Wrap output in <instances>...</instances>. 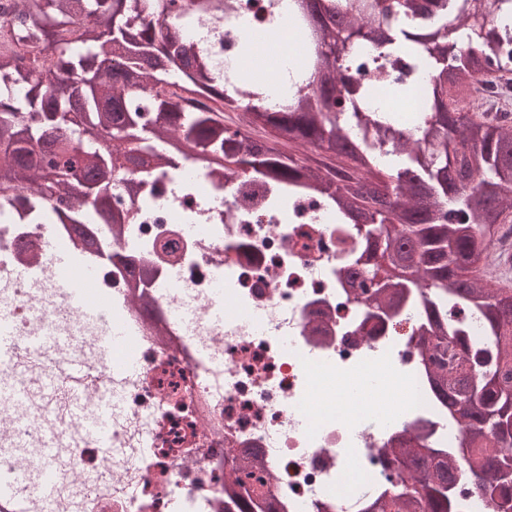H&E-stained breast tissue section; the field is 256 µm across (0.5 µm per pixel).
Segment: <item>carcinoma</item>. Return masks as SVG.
<instances>
[{
  "mask_svg": "<svg viewBox=\"0 0 512 512\" xmlns=\"http://www.w3.org/2000/svg\"><path fill=\"white\" fill-rule=\"evenodd\" d=\"M300 2L288 0V17L314 52L273 109L254 75L225 80L215 52L186 38L194 18L234 0H13L0 18V222L86 224L119 178L144 205L189 159L227 182L262 177L319 195L363 237L370 278L385 277L360 281L366 318L428 289L417 347L467 436L457 460L401 435L402 482L366 512H454L448 488L463 466L512 512V481L499 476L512 457V272L490 258L512 225V0H495L478 30L483 0H313V26ZM415 80L422 112L403 127L377 107V85L409 91ZM227 109L243 112L242 126L224 123ZM65 118L79 136L58 134ZM104 132L118 148L101 147ZM74 150L94 180L57 161ZM63 197L71 204L56 206ZM139 218L112 206L114 224ZM462 310L483 321L474 358Z\"/></svg>",
  "mask_w": 512,
  "mask_h": 512,
  "instance_id": "1",
  "label": "carcinoma"
}]
</instances>
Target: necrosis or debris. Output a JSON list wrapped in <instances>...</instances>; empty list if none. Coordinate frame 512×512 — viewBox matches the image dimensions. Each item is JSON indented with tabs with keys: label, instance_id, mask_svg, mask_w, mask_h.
Segmentation results:
<instances>
[{
	"label": "necrosis or debris",
	"instance_id": "1",
	"mask_svg": "<svg viewBox=\"0 0 512 512\" xmlns=\"http://www.w3.org/2000/svg\"><path fill=\"white\" fill-rule=\"evenodd\" d=\"M269 0L192 25L193 40L223 41L220 72L271 56L280 73L305 54L296 28L274 39ZM248 39L253 56L238 54ZM260 72L274 103L292 91ZM192 195L156 196L138 224H98L99 248L60 224H0V323L16 344L0 357V504L11 512H231L225 485L244 480L276 512H365L390 494L385 448L409 428L459 457L462 427L435 399L405 310L366 322L343 270L363 250L355 227L301 190L263 179L232 185L186 167ZM279 208H271L273 194ZM197 223L196 234L184 231ZM96 280L76 303L55 286L44 241ZM108 304L128 328L135 364L109 377L85 304ZM84 361L80 379L67 368ZM402 381L404 403L370 387H342L366 371ZM120 401L107 441L85 419L105 390ZM257 452L250 471L238 457Z\"/></svg>",
	"mask_w": 512,
	"mask_h": 512
}]
</instances>
